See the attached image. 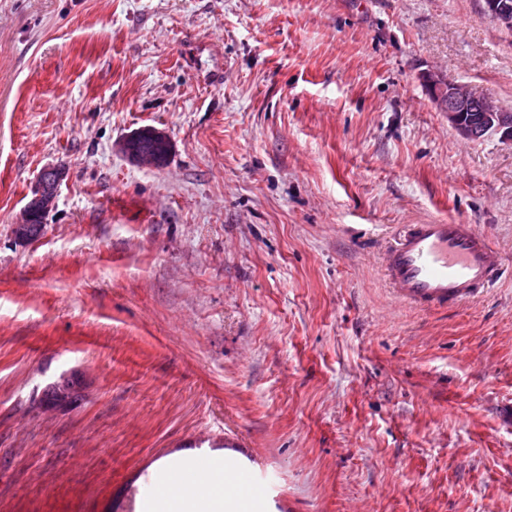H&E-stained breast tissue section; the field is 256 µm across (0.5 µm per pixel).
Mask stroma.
Segmentation results:
<instances>
[{
	"label": "stroma",
	"instance_id": "35a3bbf8",
	"mask_svg": "<svg viewBox=\"0 0 512 512\" xmlns=\"http://www.w3.org/2000/svg\"><path fill=\"white\" fill-rule=\"evenodd\" d=\"M429 70L512 112L483 0H0V512H144L192 459L262 512H512V143ZM459 221L510 277L396 302L398 225ZM422 82L430 88L431 96L440 112H447L448 123L459 135L470 140H479L474 135V128L464 121L476 122L480 112H469L475 106L482 107V123L486 130H494L504 140L512 141V113L494 107L487 96L473 91L467 85L456 82L440 72H425ZM147 143L161 145L165 150L158 152L143 148ZM169 144L168 137L162 131L154 127H145L124 137L119 142L118 149L133 163L159 167L165 163L169 155ZM64 178V171L59 167H46L40 171L32 190V196L16 223L15 236L20 242L28 243L31 241V235L36 238L41 234L46 216L55 203ZM27 227H29L31 235L26 230Z\"/></svg>",
	"mask_w": 512,
	"mask_h": 512
}]
</instances>
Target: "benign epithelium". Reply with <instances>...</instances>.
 I'll return each mask as SVG.
<instances>
[{
  "instance_id": "benign-epithelium-1",
  "label": "benign epithelium",
  "mask_w": 512,
  "mask_h": 512,
  "mask_svg": "<svg viewBox=\"0 0 512 512\" xmlns=\"http://www.w3.org/2000/svg\"><path fill=\"white\" fill-rule=\"evenodd\" d=\"M485 13L499 25L512 23V15L499 0H486ZM421 80L431 90V96L440 111L447 113L448 124L466 139H475L473 126L464 121L465 113L475 106L482 107V123L486 130L495 131L504 140L512 141V113L493 106L488 97L456 82L440 72H425ZM119 151L131 162L159 167L170 152L168 137L154 127L138 129L118 144ZM64 180L59 167H46L37 176L32 196L16 223V238L22 243L31 241L27 227L43 224L58 196Z\"/></svg>"
}]
</instances>
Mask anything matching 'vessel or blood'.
<instances>
[{
    "instance_id": "b4317fda",
    "label": "vessel or blood",
    "mask_w": 512,
    "mask_h": 512,
    "mask_svg": "<svg viewBox=\"0 0 512 512\" xmlns=\"http://www.w3.org/2000/svg\"><path fill=\"white\" fill-rule=\"evenodd\" d=\"M382 264L396 299L422 309L469 303L505 273L491 239L466 223L410 225Z\"/></svg>"
}]
</instances>
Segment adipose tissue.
Instances as JSON below:
<instances>
[{"mask_svg":"<svg viewBox=\"0 0 512 512\" xmlns=\"http://www.w3.org/2000/svg\"><path fill=\"white\" fill-rule=\"evenodd\" d=\"M204 474L209 477L207 498H184V491L196 486ZM168 476L169 490L158 498L161 512H246V504L229 489L223 470L178 464L169 468Z\"/></svg>","mask_w":512,"mask_h":512,"instance_id":"1","label":"adipose tissue"}]
</instances>
